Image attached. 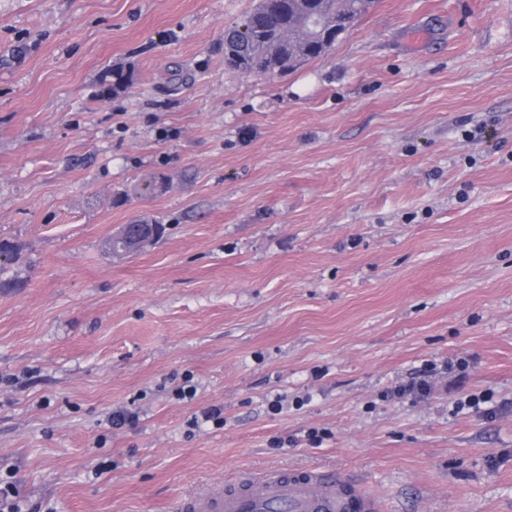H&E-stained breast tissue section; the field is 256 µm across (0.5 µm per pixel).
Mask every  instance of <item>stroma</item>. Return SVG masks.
<instances>
[{"label":"stroma","instance_id":"35a3bbf8","mask_svg":"<svg viewBox=\"0 0 512 512\" xmlns=\"http://www.w3.org/2000/svg\"><path fill=\"white\" fill-rule=\"evenodd\" d=\"M250 6L0 0V478L36 512L271 469L512 512V0H375L282 77L224 67ZM138 225L141 224H126L122 228L117 236L120 247L140 251L151 244L147 229Z\"/></svg>","mask_w":512,"mask_h":512}]
</instances>
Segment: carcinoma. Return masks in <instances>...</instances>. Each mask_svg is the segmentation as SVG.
I'll return each mask as SVG.
<instances>
[{
  "mask_svg": "<svg viewBox=\"0 0 512 512\" xmlns=\"http://www.w3.org/2000/svg\"><path fill=\"white\" fill-rule=\"evenodd\" d=\"M369 0H281L282 11H268L259 0L224 31V64L243 74L265 75L266 62L276 56L277 74L295 72L323 57L339 37L334 22L348 15L359 22ZM128 83V75L113 69L101 83V95H114Z\"/></svg>",
  "mask_w": 512,
  "mask_h": 512,
  "instance_id": "obj_1",
  "label": "carcinoma"
}]
</instances>
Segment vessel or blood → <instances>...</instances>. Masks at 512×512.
I'll use <instances>...</instances> for the list:
<instances>
[{"label": "vessel or blood", "instance_id": "obj_1", "mask_svg": "<svg viewBox=\"0 0 512 512\" xmlns=\"http://www.w3.org/2000/svg\"><path fill=\"white\" fill-rule=\"evenodd\" d=\"M284 504L291 512H372L373 500L350 481L317 471L285 474L270 470L231 487L216 486L177 500L171 512H270Z\"/></svg>", "mask_w": 512, "mask_h": 512}]
</instances>
